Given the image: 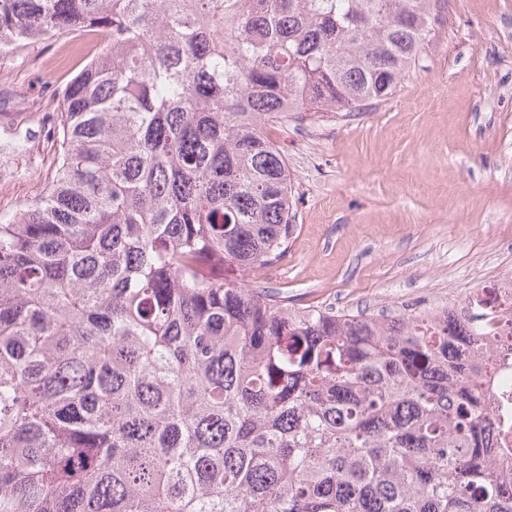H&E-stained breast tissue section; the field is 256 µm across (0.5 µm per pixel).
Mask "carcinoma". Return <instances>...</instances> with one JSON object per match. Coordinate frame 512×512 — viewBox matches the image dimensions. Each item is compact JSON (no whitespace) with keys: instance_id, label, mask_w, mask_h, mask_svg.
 <instances>
[{"instance_id":"cac0c4a2","label":"carcinoma","mask_w":512,"mask_h":512,"mask_svg":"<svg viewBox=\"0 0 512 512\" xmlns=\"http://www.w3.org/2000/svg\"><path fill=\"white\" fill-rule=\"evenodd\" d=\"M442 0H0V53L106 35L57 168L0 210V512H512V351L296 307L229 271L288 252L265 126L393 94Z\"/></svg>"}]
</instances>
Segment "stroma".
<instances>
[{
    "label": "stroma",
    "instance_id": "35a3bbf8",
    "mask_svg": "<svg viewBox=\"0 0 512 512\" xmlns=\"http://www.w3.org/2000/svg\"><path fill=\"white\" fill-rule=\"evenodd\" d=\"M50 38L0 55V209L50 180L60 92L96 55ZM266 132L293 178L297 230L272 288L297 306L398 311L447 302L512 268V0H446L430 43L365 112H292Z\"/></svg>",
    "mask_w": 512,
    "mask_h": 512
}]
</instances>
